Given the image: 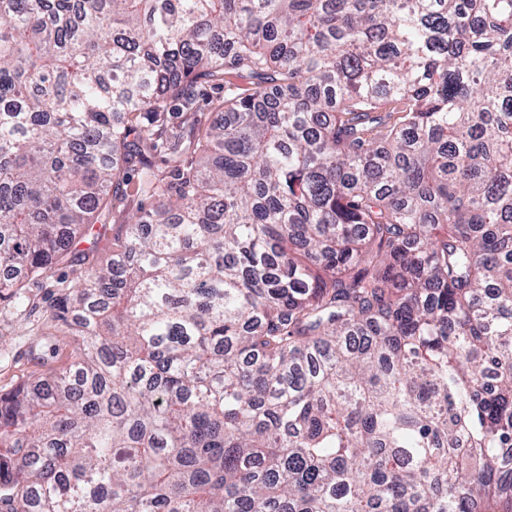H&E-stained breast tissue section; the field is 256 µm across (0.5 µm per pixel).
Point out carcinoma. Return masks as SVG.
<instances>
[{
  "instance_id": "1",
  "label": "carcinoma",
  "mask_w": 512,
  "mask_h": 512,
  "mask_svg": "<svg viewBox=\"0 0 512 512\" xmlns=\"http://www.w3.org/2000/svg\"><path fill=\"white\" fill-rule=\"evenodd\" d=\"M2 269L0 512H512V0H0ZM32 323L23 314L0 300V391H9L21 384L60 367L70 360V337L63 332L57 336H32ZM41 359L30 361L26 351L37 344Z\"/></svg>"
}]
</instances>
